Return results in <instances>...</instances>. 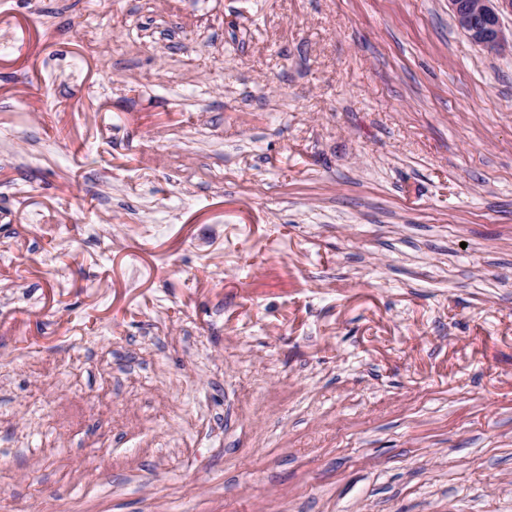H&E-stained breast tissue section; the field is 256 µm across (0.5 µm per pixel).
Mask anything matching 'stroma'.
I'll return each instance as SVG.
<instances>
[{
    "mask_svg": "<svg viewBox=\"0 0 512 512\" xmlns=\"http://www.w3.org/2000/svg\"><path fill=\"white\" fill-rule=\"evenodd\" d=\"M0 512H512V54L0 0Z\"/></svg>",
    "mask_w": 512,
    "mask_h": 512,
    "instance_id": "35a3bbf8",
    "label": "stroma"
}]
</instances>
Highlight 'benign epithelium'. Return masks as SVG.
I'll use <instances>...</instances> for the list:
<instances>
[{
  "label": "benign epithelium",
  "mask_w": 512,
  "mask_h": 512,
  "mask_svg": "<svg viewBox=\"0 0 512 512\" xmlns=\"http://www.w3.org/2000/svg\"><path fill=\"white\" fill-rule=\"evenodd\" d=\"M457 27L478 46L512 54V28L501 17L512 15V0H448Z\"/></svg>",
  "instance_id": "1"
}]
</instances>
